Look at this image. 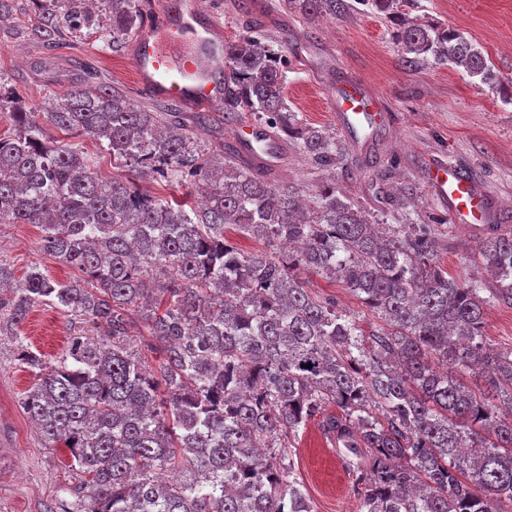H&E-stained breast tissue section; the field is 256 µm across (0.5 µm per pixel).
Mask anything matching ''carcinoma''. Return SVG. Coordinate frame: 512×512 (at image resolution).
<instances>
[{"instance_id":"1","label":"carcinoma","mask_w":512,"mask_h":512,"mask_svg":"<svg viewBox=\"0 0 512 512\" xmlns=\"http://www.w3.org/2000/svg\"><path fill=\"white\" fill-rule=\"evenodd\" d=\"M18 31L50 45L61 23L88 25V0H33ZM112 44L140 21L136 0H105ZM387 16L406 62L428 57L493 80L472 39L402 19L397 0H359ZM305 17H340L348 0H285ZM224 111L161 112L115 87L77 89L47 112L0 92L12 132L0 135V224H38L43 248L78 274L38 266L19 280L0 259V337L36 382L21 399L46 447L66 448L78 479L73 512H313L289 479L291 440L312 419L352 473L359 512H503L512 504V421L449 370L478 371L512 405V354H490L484 308L512 301V234L480 240L476 263L498 287L457 279L429 225L389 195L399 224L379 223L336 186L308 204L271 183L221 140L248 112L298 141L319 169L346 146L288 107L282 57L259 37L224 42ZM96 138L117 170L105 180L46 127ZM206 129L219 144L202 147ZM193 182L190 204L140 192L141 179ZM263 242L243 252L227 230ZM338 280L381 320L366 328L310 292L300 271ZM488 291L489 296L481 295ZM48 302L74 320L53 363L22 323ZM151 366L130 350L133 315ZM312 367H306V364Z\"/></svg>"}]
</instances>
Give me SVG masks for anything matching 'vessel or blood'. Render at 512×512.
<instances>
[{
  "mask_svg": "<svg viewBox=\"0 0 512 512\" xmlns=\"http://www.w3.org/2000/svg\"><path fill=\"white\" fill-rule=\"evenodd\" d=\"M131 60L140 93L150 100L199 112L224 103V28L205 16L200 0L152 4L143 11L139 32L131 41ZM336 122L351 138L363 130L388 126L390 114L378 93L345 77L333 92ZM269 131L260 125H236L233 140L242 154H265L276 160ZM423 179L448 212L450 221L474 232L494 228L497 205L466 169L446 156H431Z\"/></svg>",
  "mask_w": 512,
  "mask_h": 512,
  "instance_id": "vessel-or-blood-1",
  "label": "vessel or blood"
}]
</instances>
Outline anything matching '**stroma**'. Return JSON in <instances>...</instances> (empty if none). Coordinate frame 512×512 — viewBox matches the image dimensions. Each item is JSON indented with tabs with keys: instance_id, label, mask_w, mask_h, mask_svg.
<instances>
[{
	"instance_id": "stroma-1",
	"label": "stroma",
	"mask_w": 512,
	"mask_h": 512,
	"mask_svg": "<svg viewBox=\"0 0 512 512\" xmlns=\"http://www.w3.org/2000/svg\"><path fill=\"white\" fill-rule=\"evenodd\" d=\"M236 2L201 0V8L218 14L226 40L257 34L273 38L284 59L289 106L307 126L328 130L344 142L353 160L349 171H321L295 140L283 137L279 143L287 161L275 168L273 180L297 185L312 198L323 182L335 179L374 217L387 210L389 190L406 189L422 222L433 227L441 265L456 278H481L493 287L473 261L478 235L450 223L422 170L429 154L446 155L495 198L500 215L512 214V0H415L409 8L410 16L471 36L493 64L490 85L430 59L406 68L390 22L363 5L336 19H306L288 11L283 0H264L268 22L247 24ZM341 75L379 92L394 116L368 145L350 140L336 123L326 85ZM0 84L33 112L45 111L73 90L99 84L120 87L132 100L141 98L128 49L113 46L105 19L80 33L63 34L51 49L0 26ZM0 259L19 277L34 264L61 281L75 274L43 250L42 230L34 224H0ZM307 285L333 298L347 315L373 321L368 307L342 283L311 274ZM484 318L491 349L512 352V305L490 303ZM69 321L60 309L40 304L21 332L32 350L51 361L67 347ZM33 382L32 373L17 361L13 342L1 339L0 512H48L57 506L60 488L74 479L65 449L45 447L21 406ZM291 477L308 494L314 512H358L346 464L317 422L299 433Z\"/></svg>"
}]
</instances>
